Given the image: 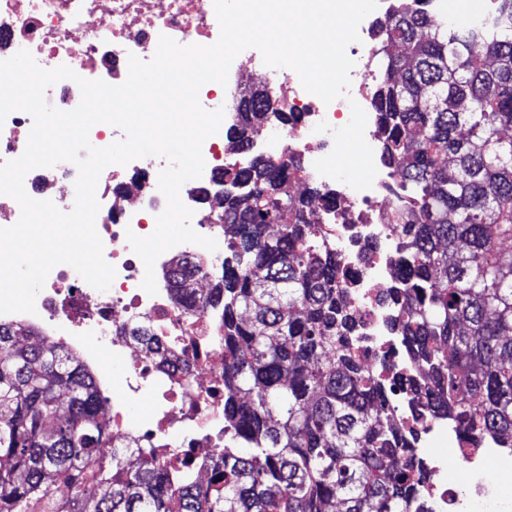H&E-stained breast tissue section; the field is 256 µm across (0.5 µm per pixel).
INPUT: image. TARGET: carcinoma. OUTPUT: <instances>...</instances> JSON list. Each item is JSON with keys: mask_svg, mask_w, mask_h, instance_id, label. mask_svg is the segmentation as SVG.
<instances>
[{"mask_svg": "<svg viewBox=\"0 0 512 512\" xmlns=\"http://www.w3.org/2000/svg\"><path fill=\"white\" fill-rule=\"evenodd\" d=\"M432 0H394L376 21L372 94L380 162L399 179L398 286L383 302L403 366L360 361L342 255L283 152L224 164L216 196L234 263L199 296L194 265L164 277L218 308L224 457L200 483L113 443L109 402L78 356L0 321V512H428L417 430L445 416L469 450L512 448V0L431 22ZM225 150L256 125L286 126L260 88L240 95ZM410 400L412 421L392 399Z\"/></svg>", "mask_w": 512, "mask_h": 512, "instance_id": "carcinoma-1", "label": "carcinoma"}]
</instances>
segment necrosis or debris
Segmentation results:
<instances>
[{
  "label": "necrosis or debris",
  "mask_w": 512,
  "mask_h": 512,
  "mask_svg": "<svg viewBox=\"0 0 512 512\" xmlns=\"http://www.w3.org/2000/svg\"><path fill=\"white\" fill-rule=\"evenodd\" d=\"M372 24L362 21L360 40L347 52L354 62L350 73V98L324 103L307 92L295 71L270 72L265 86L275 103L295 112L296 121L278 129L288 150L309 157L306 172L325 193L346 206V217L323 212L319 222L352 270L351 295L357 320L368 336L366 365L373 355L396 344L386 327L389 309L381 303L396 273V252L391 214L397 209L390 187L397 178L386 167H378L371 188L357 191L349 185L318 174L315 160L333 149L329 134L316 132L319 122L339 127L349 121L350 101L369 107V83L375 77L374 51L363 40ZM182 45H211L220 37L213 0H0V60L28 50L45 69L70 67L78 77L101 80L112 86L128 77V58L150 61L160 36ZM33 118L24 111L10 113L0 125V163L19 158L25 151ZM205 162L200 178L180 189L182 202L193 211L191 226L208 235L215 209L210 194L211 178L224 168V135L216 133L202 144ZM167 165L162 157L136 159L127 165L107 166L100 174V209L96 231L103 243L105 260L116 270L109 289L88 284L71 266L60 264L48 274L36 297L35 313H13L9 319L38 329L53 344L82 351L89 359L106 351L124 360L119 376L102 375L101 382L112 396L108 409L113 437L133 439L164 458L172 470L206 476L216 459L224 455V346L220 339L221 312L198 310L179 301L172 288L162 284L156 294L142 287L145 267L133 251L128 237L149 236L166 200L158 188V175ZM76 167L67 161L47 169L31 170L26 179L29 195L52 201L61 211H71L75 201ZM195 261V282L204 287L221 274L223 256L194 243L179 244L155 261V270L169 266L177 257ZM70 322L72 332L58 336V321ZM145 328L157 353L171 357L161 368L150 353L130 335L132 328ZM150 400L151 412L137 431L127 426L128 405ZM180 440H172L173 431ZM434 439L445 438L453 447L444 455H424L420 461L427 473L421 496L433 512H492L495 499L483 475L487 466L512 476V451L485 445L461 454L456 449V431L451 423L432 421L426 427ZM465 458L470 475L466 497L448 487L452 461Z\"/></svg>",
  "instance_id": "necrosis-or-debris-1"
}]
</instances>
